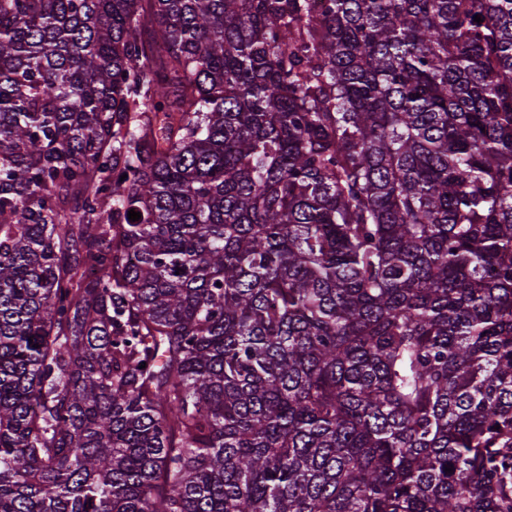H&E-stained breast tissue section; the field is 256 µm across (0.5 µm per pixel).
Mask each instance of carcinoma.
I'll return each mask as SVG.
<instances>
[{"instance_id": "obj_1", "label": "carcinoma", "mask_w": 512, "mask_h": 512, "mask_svg": "<svg viewBox=\"0 0 512 512\" xmlns=\"http://www.w3.org/2000/svg\"><path fill=\"white\" fill-rule=\"evenodd\" d=\"M0 512H512V0H0Z\"/></svg>"}]
</instances>
